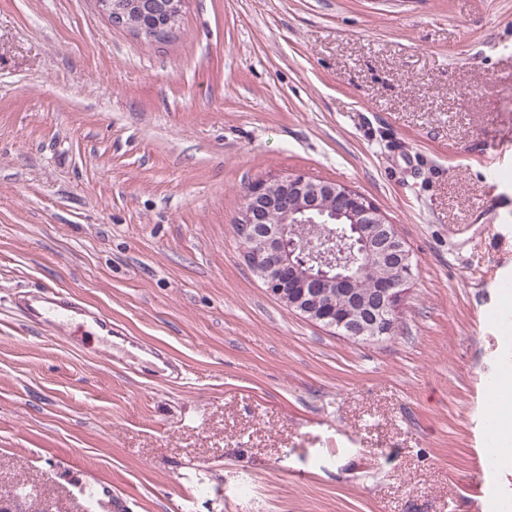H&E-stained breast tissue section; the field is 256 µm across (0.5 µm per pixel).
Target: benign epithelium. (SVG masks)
<instances>
[{
	"label": "benign epithelium",
	"mask_w": 512,
	"mask_h": 512,
	"mask_svg": "<svg viewBox=\"0 0 512 512\" xmlns=\"http://www.w3.org/2000/svg\"><path fill=\"white\" fill-rule=\"evenodd\" d=\"M98 10L116 28L155 43L169 36L187 0H94ZM164 14V25L146 16ZM344 225L336 235L334 224ZM310 224L321 225L314 238L306 237ZM236 234L243 256L268 291L289 311L326 330L362 342H380L396 331L395 319L413 275L412 253L396 225L371 200L331 180L291 175L253 184L244 198ZM350 251L376 256L397 275L384 276L362 291L365 267L356 255L334 260L335 239ZM340 304L320 307L324 293Z\"/></svg>",
	"instance_id": "7a95c632"
}]
</instances>
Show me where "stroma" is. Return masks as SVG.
Listing matches in <instances>:
<instances>
[{
  "instance_id": "stroma-1",
  "label": "stroma",
  "mask_w": 512,
  "mask_h": 512,
  "mask_svg": "<svg viewBox=\"0 0 512 512\" xmlns=\"http://www.w3.org/2000/svg\"><path fill=\"white\" fill-rule=\"evenodd\" d=\"M371 199L414 258L393 338L288 311L245 193ZM512 0H187L145 43L0 0V502L13 512H512ZM69 293L120 332L29 324ZM151 347L182 367L143 358ZM502 389L503 393L501 395L495 394L493 396V400L495 401L493 405V410L491 413V417L494 420L502 421V422H511L512 419V410L509 407V399L506 395L508 389L512 386V373L506 375V377L502 380ZM511 411V412H510ZM489 448H486L487 454L499 459H512V433L506 427L501 428L498 432L493 433L488 438Z\"/></svg>"
}]
</instances>
